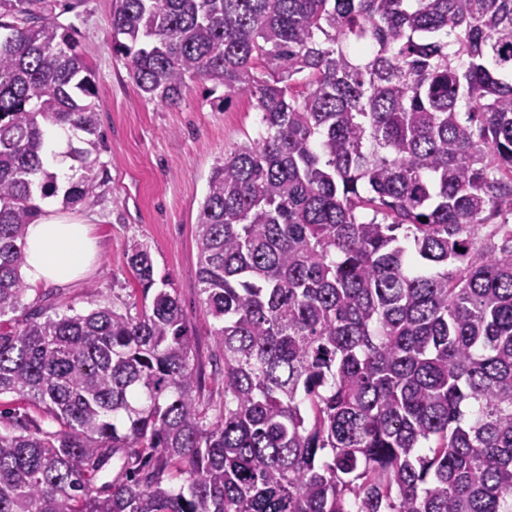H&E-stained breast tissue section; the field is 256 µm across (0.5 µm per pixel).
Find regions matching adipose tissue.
I'll return each instance as SVG.
<instances>
[{
    "label": "adipose tissue",
    "instance_id": "ef3b65f1",
    "mask_svg": "<svg viewBox=\"0 0 512 512\" xmlns=\"http://www.w3.org/2000/svg\"><path fill=\"white\" fill-rule=\"evenodd\" d=\"M93 254L88 225L52 215L27 229L23 274L34 285L63 286L88 269Z\"/></svg>",
    "mask_w": 512,
    "mask_h": 512
}]
</instances>
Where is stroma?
I'll return each mask as SVG.
<instances>
[{
    "instance_id": "obj_1",
    "label": "stroma",
    "mask_w": 512,
    "mask_h": 512,
    "mask_svg": "<svg viewBox=\"0 0 512 512\" xmlns=\"http://www.w3.org/2000/svg\"><path fill=\"white\" fill-rule=\"evenodd\" d=\"M53 12L74 26L97 95L102 145L93 197L71 210L60 199L42 201L43 211L67 212L90 224L98 254L90 270L65 286L28 287L29 310L85 314L98 307L140 311L142 294L126 264L130 240L145 243L156 280L175 288L194 340L193 364L206 401L224 405V384L214 372L216 352L197 277L195 225L213 166L238 145L259 138L261 114L254 100L222 105L192 84L178 104L141 97L125 62L112 51V0H53Z\"/></svg>"
}]
</instances>
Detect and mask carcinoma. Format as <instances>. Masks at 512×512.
I'll use <instances>...</instances> for the list:
<instances>
[{
    "label": "carcinoma",
    "mask_w": 512,
    "mask_h": 512,
    "mask_svg": "<svg viewBox=\"0 0 512 512\" xmlns=\"http://www.w3.org/2000/svg\"><path fill=\"white\" fill-rule=\"evenodd\" d=\"M110 27L144 97L261 112L195 231L224 407L137 240L140 313L20 310L27 225L94 193L100 139L76 30L0 0V395L58 425L10 416L0 512H512V0H112ZM0 410L2 411V417L0 419V428L3 431L9 426V420L5 417L4 411H11V415L14 412H27V414L41 421V425L48 430L54 431L57 429L56 425L52 423L44 409L38 405H33L26 398L19 394L7 393L1 394L0 396Z\"/></svg>",
    "instance_id": "cac0c4a2"
}]
</instances>
